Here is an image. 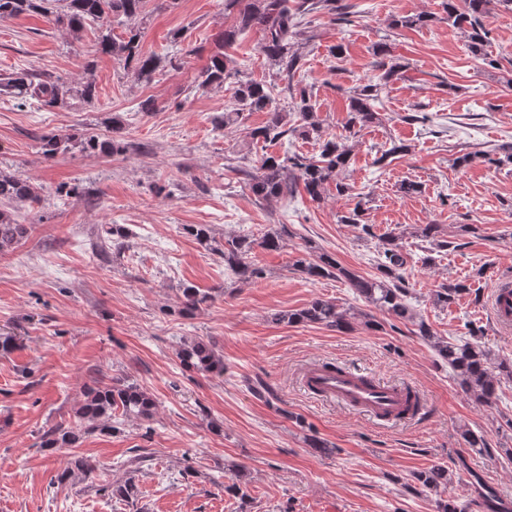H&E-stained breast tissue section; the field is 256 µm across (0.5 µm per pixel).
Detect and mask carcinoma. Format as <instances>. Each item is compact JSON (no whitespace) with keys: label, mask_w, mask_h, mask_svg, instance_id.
I'll return each instance as SVG.
<instances>
[{"label":"carcinoma","mask_w":512,"mask_h":512,"mask_svg":"<svg viewBox=\"0 0 512 512\" xmlns=\"http://www.w3.org/2000/svg\"><path fill=\"white\" fill-rule=\"evenodd\" d=\"M148 0H0V18L38 15L56 27H64L76 33L92 23L100 24L96 53L108 55L123 63V67L134 74L143 84L154 80L156 73L164 68L165 60L156 55H146L141 48L142 31L140 20L146 14ZM448 24L467 34L470 47L478 52L489 41L488 20L498 7L512 10V0H467L466 9L457 8L456 0H443ZM224 11L235 13L234 23L224 29L217 41L216 50L209 63L195 77V89L202 92L224 89L232 85V105L215 118L218 127L240 124L247 112L270 114L265 125L248 132L253 145H261L262 155L257 165L240 167L236 172L243 176L252 193L260 200L268 201L283 196H292L298 186L313 202H321L326 185L350 164L351 151L332 136L323 137L312 94L294 84L296 73L301 69L302 51L297 41L302 22L313 12L324 11L336 14V0H224ZM124 27L121 35L112 34V21ZM254 28L262 32L261 52L275 69L268 80L244 79L233 59L224 52L244 33ZM375 67L379 71L376 80L355 88L350 94L347 107L345 131L356 136L362 129L382 122V113L375 110L380 102L382 90L405 65L391 55L390 45L380 42L374 47ZM283 87L291 102L280 106L274 98V90ZM7 92L14 98L35 100L47 108L71 107L77 103L91 104L96 87L92 80L72 85L59 78L35 75L27 71L15 72L0 79V93ZM120 122L112 119L108 134L60 133L45 131L38 136L42 154L53 158L78 148L87 153L107 156L121 155L128 145L120 132ZM292 135L303 139L322 141L317 156L299 153L277 155L266 152V148ZM477 159L492 164L512 163V142L496 146L490 151L466 153L456 158L458 167H466ZM39 200L35 188L26 180L9 173L0 172V203H34ZM105 237L100 239V248H120L126 230L119 224L102 225ZM184 230L194 236L224 267L231 270L237 280L250 282L258 279L262 271L250 261L255 248L278 251L282 249L293 232L286 225L265 233L255 239L247 235H233L220 241L207 224H190ZM25 225L18 222L7 210H0V253L14 248L26 234ZM438 225L426 224L420 228L419 237L430 242L431 250L438 253L456 249L457 243L438 238ZM303 254L291 265L293 273L315 281L336 278L346 282L358 297L368 305L386 314L397 328L396 322H411L416 326L415 334L427 342L436 356L452 371L459 389L482 406H491L502 386L512 382V360L492 358L482 342V327L469 325L466 340H448L437 335L423 319H416L410 304L411 291L405 279L408 253L402 237L391 233L380 238L377 269L379 276L365 278L345 267L336 258L307 241ZM479 296L466 280L441 283L431 294L434 305L445 309L464 295ZM214 295L193 285H184L177 291L179 312L192 315L211 302ZM273 321L286 324H318L338 332L354 330L362 325L369 330L383 328V323L374 315L353 306H344L332 300L317 298L299 310L279 311L272 315ZM177 356L189 371L224 372L223 356L216 345L204 340H195L183 345ZM253 397L268 402L276 398V390L260 377L245 380ZM156 401L137 384L116 381L110 385L97 384L88 388L84 400L76 410L80 423L90 430L102 432L112 430L109 421L112 412L139 420L149 421L156 413ZM466 445L474 452L493 455V449L483 436L466 429L462 432ZM78 435L71 428L57 427L46 432L40 447L47 451L72 446ZM420 486L435 492H444L452 482L448 469L435 465L415 476Z\"/></svg>","instance_id":"obj_1"}]
</instances>
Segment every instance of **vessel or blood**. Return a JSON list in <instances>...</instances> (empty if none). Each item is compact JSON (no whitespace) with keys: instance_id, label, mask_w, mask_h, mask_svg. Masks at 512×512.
Listing matches in <instances>:
<instances>
[{"instance_id":"vessel-or-blood-1","label":"vessel or blood","mask_w":512,"mask_h":512,"mask_svg":"<svg viewBox=\"0 0 512 512\" xmlns=\"http://www.w3.org/2000/svg\"><path fill=\"white\" fill-rule=\"evenodd\" d=\"M492 307L500 327L512 330V281L500 280L492 296ZM308 394L336 402L349 411L369 417L379 425H390L414 415V395L409 386L381 382L345 367L313 364L302 373Z\"/></svg>"}]
</instances>
